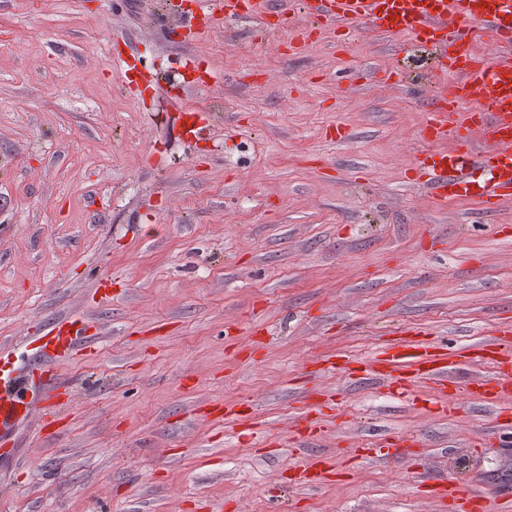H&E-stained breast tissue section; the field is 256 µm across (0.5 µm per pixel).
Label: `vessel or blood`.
<instances>
[{
  "label": "vessel or blood",
  "mask_w": 512,
  "mask_h": 512,
  "mask_svg": "<svg viewBox=\"0 0 512 512\" xmlns=\"http://www.w3.org/2000/svg\"><path fill=\"white\" fill-rule=\"evenodd\" d=\"M194 11L182 15V27L197 17L222 13L225 19L254 15L253 0H194ZM324 24L341 36L367 27L397 37L433 55L431 107L421 130L431 150L415 158L416 185L426 188L439 204L469 199L493 210L512 199V57L490 56L475 48L476 33L495 43L512 44V0H324ZM96 341L90 320L73 313L56 318L33 339V356L24 371L0 363V446L12 444L15 425L38 415L45 434L59 432L61 419L53 405L64 394L55 364L58 359L90 349ZM331 368L352 380H374L380 391L395 400L409 399L417 385L435 397L439 414L455 410V398L466 393L490 406L501 428L512 427V324L508 322L478 341L453 348L428 338L426 326L408 336L381 343L373 356L361 361L339 353L327 356ZM491 365L492 378L474 376L461 382L452 375L462 366ZM43 385L46 405L36 409L26 397L34 385ZM209 417L242 422L250 431L260 427L254 410L211 405ZM290 440L305 450L320 428L309 412L298 414ZM335 463L325 455L309 456L299 482L309 488L329 482ZM430 499L451 502L457 512H484V497L475 483L461 479L433 480Z\"/></svg>",
  "instance_id": "1"
}]
</instances>
